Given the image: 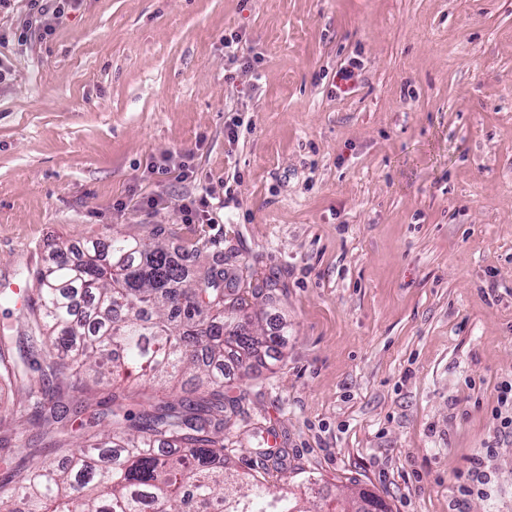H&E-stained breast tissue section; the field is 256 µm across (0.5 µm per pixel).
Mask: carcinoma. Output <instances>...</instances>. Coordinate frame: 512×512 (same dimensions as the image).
Returning a JSON list of instances; mask_svg holds the SVG:
<instances>
[{"instance_id":"1","label":"carcinoma","mask_w":512,"mask_h":512,"mask_svg":"<svg viewBox=\"0 0 512 512\" xmlns=\"http://www.w3.org/2000/svg\"><path fill=\"white\" fill-rule=\"evenodd\" d=\"M26 342L9 356L12 337L0 336V387L23 396L19 410L65 428L70 413L87 412L50 389L66 371L99 378L104 371L137 374L175 385L190 375L207 387L200 398L148 405L135 416L120 397L96 403L90 414L104 429L73 448L60 465L32 455L14 471V507L7 512H361L366 501L391 512L364 490L352 506L325 501L308 511L293 493L274 491L224 460V357L237 367L278 353L288 325L269 333L245 313L238 289L224 287V270L191 279L163 241L113 235L86 242L78 258L62 249L32 278ZM40 348L39 385L28 373Z\"/></svg>"}]
</instances>
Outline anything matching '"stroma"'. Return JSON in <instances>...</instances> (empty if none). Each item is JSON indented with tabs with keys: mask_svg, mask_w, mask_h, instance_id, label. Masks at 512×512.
Listing matches in <instances>:
<instances>
[{
	"mask_svg": "<svg viewBox=\"0 0 512 512\" xmlns=\"http://www.w3.org/2000/svg\"><path fill=\"white\" fill-rule=\"evenodd\" d=\"M0 62V286L163 230L188 270L272 280L247 309L288 322L281 358L225 369L231 470L263 477L259 430L288 455L280 489L512 512V0H81ZM168 154L187 178L151 170ZM189 198L208 221L183 222ZM58 385L135 412L168 391ZM43 430L0 412V456L23 464Z\"/></svg>",
	"mask_w": 512,
	"mask_h": 512,
	"instance_id": "obj_1",
	"label": "stroma"
}]
</instances>
